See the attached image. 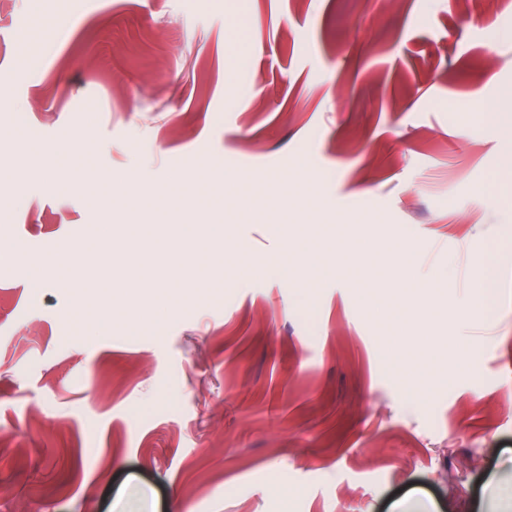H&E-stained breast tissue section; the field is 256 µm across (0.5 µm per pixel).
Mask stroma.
<instances>
[{"label": "stroma", "mask_w": 512, "mask_h": 512, "mask_svg": "<svg viewBox=\"0 0 512 512\" xmlns=\"http://www.w3.org/2000/svg\"><path fill=\"white\" fill-rule=\"evenodd\" d=\"M390 2L42 0L57 35L26 46L25 0H0V98L29 137L112 178L139 165L166 188L202 165L211 196L228 172L275 190L182 213L217 288L164 258L142 284L131 261L129 303L93 310L81 272L102 251L38 287L0 263V512H512V39L485 38L512 6ZM15 139L0 113V246L90 234L96 200L47 192ZM339 217L381 229L364 282L336 238L314 247ZM405 240L413 271L448 276L432 302L484 313L408 321L432 355L415 387L379 314Z\"/></svg>", "instance_id": "stroma-1"}]
</instances>
